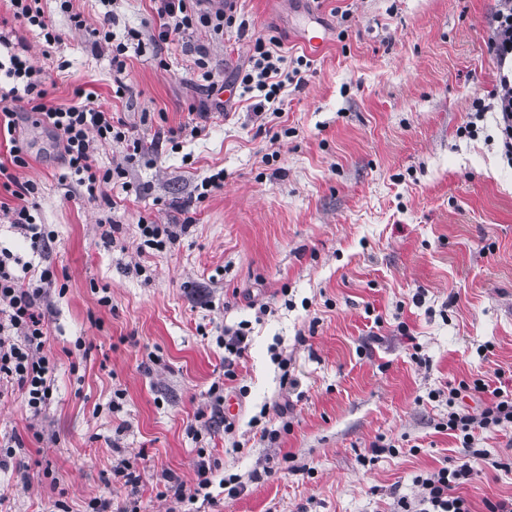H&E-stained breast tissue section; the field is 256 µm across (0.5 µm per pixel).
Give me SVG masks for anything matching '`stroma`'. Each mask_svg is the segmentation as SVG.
Listing matches in <instances>:
<instances>
[{
	"instance_id": "obj_1",
	"label": "stroma",
	"mask_w": 512,
	"mask_h": 512,
	"mask_svg": "<svg viewBox=\"0 0 512 512\" xmlns=\"http://www.w3.org/2000/svg\"><path fill=\"white\" fill-rule=\"evenodd\" d=\"M41 4L60 44L16 34L49 77L48 103L95 92L156 146L129 164L128 187L90 201L59 137L10 104L19 118L0 135V161L10 138L26 144L18 176L38 186L36 221L57 235L49 260L66 288L47 301L54 401L35 417L19 394L0 397V435L25 442L0 469V512H55L61 496L72 512L95 497L112 512L134 499L169 512L165 474L193 486L203 454L218 462L211 498L190 512H390L447 458L473 468L459 493L474 506L512 497V467L492 466L512 459V425L475 430L474 459L440 429L449 387L512 372V165L494 114L477 137L457 133L497 83L486 49L496 0H241L244 35L197 37L224 83L255 38L280 34L292 68L305 29L321 27L327 46L283 112L254 115L235 95L221 120L178 41L161 68L129 55L130 90L115 97L111 54L89 29L110 9L116 35L145 29L148 0H72L82 29L58 0ZM195 122L202 135L170 146L168 128ZM218 172L223 185L202 189ZM188 217L176 244L138 255L139 221ZM243 322L251 338L228 383L216 338ZM280 355L294 386L280 385ZM218 381L238 405L231 434L205 418ZM258 414L290 432L262 439ZM389 443L398 454L375 455ZM132 457L130 485L112 468ZM230 474L243 483L234 497Z\"/></svg>"
}]
</instances>
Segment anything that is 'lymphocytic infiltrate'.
Listing matches in <instances>:
<instances>
[{
  "instance_id": "obj_1",
  "label": "lymphocytic infiltrate",
  "mask_w": 512,
  "mask_h": 512,
  "mask_svg": "<svg viewBox=\"0 0 512 512\" xmlns=\"http://www.w3.org/2000/svg\"><path fill=\"white\" fill-rule=\"evenodd\" d=\"M498 5L490 23L487 51L500 67L499 84L491 101L481 99L472 103V118L461 126V135L471 138L478 132L477 122L484 113L496 116V135L501 153L512 164V74L503 68L512 60V0H497ZM114 12H105L91 33L99 48L112 54V84L116 97H123L128 89L123 79L126 71L125 54L128 48L138 53H149L151 61L162 63L165 45L202 33L211 40H223L225 33L243 31L245 21L235 4L215 8L211 0H151V34L131 29L125 41H115L112 25ZM281 40L277 36L256 38L250 49L248 64L242 68L237 81L245 93H260L261 102L254 111L266 107H280L285 102V91L300 77L299 70H286ZM0 74L11 80L12 100L26 102L30 112L37 114L60 138L68 169L78 178L88 199H96L103 187L124 178L126 170L118 164L111 168L96 167L93 153L96 147L113 142L123 144L125 158L133 160L144 154L143 139L130 130L119 113L107 112L88 103L66 107L46 104L44 85L46 74L34 67L24 43L12 42L9 34L0 32ZM9 163L0 162V189L16 198V205L0 201V214L8 224L23 232L30 241L33 253L45 255L55 243L53 232L38 224L31 212L29 199L37 190L29 180L16 176L19 168L28 167V152L19 140H12ZM59 284L58 274L51 265H33L0 247V389L13 388L24 398L33 414H41L54 399V377L57 370L55 355L47 350L48 332L45 328L43 302L51 288ZM474 390L490 393L491 399L480 413L452 411L444 425L449 435L455 436L465 448H472L475 429H489L512 424V392L491 387L482 378L460 382L450 388L449 399H456L460 391ZM217 464L212 459H201L195 471L193 489H186L182 480L167 476L160 495L173 503L193 501L206 491ZM473 470L469 463L444 465L419 482L420 490L414 498L399 497L396 512H473L471 503L457 489L469 479Z\"/></svg>"
}]
</instances>
